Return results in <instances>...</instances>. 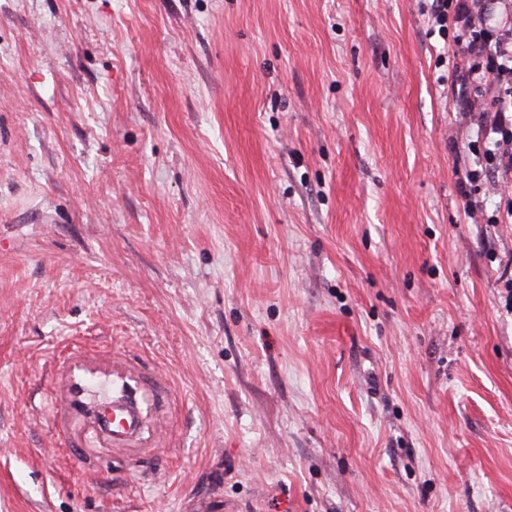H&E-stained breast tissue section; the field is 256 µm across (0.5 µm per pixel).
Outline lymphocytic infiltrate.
I'll list each match as a JSON object with an SVG mask.
<instances>
[{
  "label": "lymphocytic infiltrate",
  "instance_id": "1",
  "mask_svg": "<svg viewBox=\"0 0 512 512\" xmlns=\"http://www.w3.org/2000/svg\"><path fill=\"white\" fill-rule=\"evenodd\" d=\"M419 9L460 60L440 81L463 121L481 130L485 167L471 174L463 196L492 177L504 205L494 221L512 223V0H420Z\"/></svg>",
  "mask_w": 512,
  "mask_h": 512
}]
</instances>
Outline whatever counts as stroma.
Here are the masks:
<instances>
[{"mask_svg":"<svg viewBox=\"0 0 512 512\" xmlns=\"http://www.w3.org/2000/svg\"><path fill=\"white\" fill-rule=\"evenodd\" d=\"M447 71L416 0H0V512H512ZM68 374L142 439L60 444Z\"/></svg>","mask_w":512,"mask_h":512,"instance_id":"1","label":"stroma"}]
</instances>
